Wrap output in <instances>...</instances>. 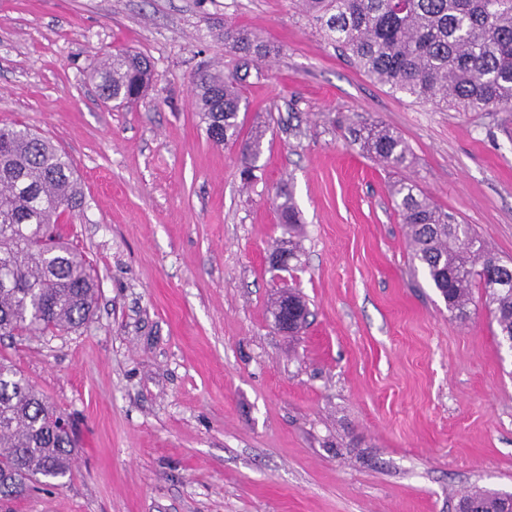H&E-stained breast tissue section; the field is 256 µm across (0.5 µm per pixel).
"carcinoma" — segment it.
Instances as JSON below:
<instances>
[{
	"mask_svg": "<svg viewBox=\"0 0 512 512\" xmlns=\"http://www.w3.org/2000/svg\"><path fill=\"white\" fill-rule=\"evenodd\" d=\"M308 20L357 68L396 93L460 112H512V0H301ZM224 47L239 57L226 71L197 67L193 92L216 145L240 144L243 179L258 169L266 130L242 141L240 113L248 110L243 84L265 73L259 62L276 52L255 30L224 26ZM92 78L103 101L132 104L145 96L151 67L140 54L108 57ZM370 157L399 168L408 148L389 128H349ZM281 223H301L291 195L282 192ZM414 258L427 271L448 312L464 319L481 289L493 306L500 335H512V274L499 283L501 265L470 225L433 205L408 180L392 187ZM85 204L73 160L22 125L0 128V336H57L86 326L98 285L82 255L57 231ZM289 313L306 323L308 308L296 292L274 302L272 315ZM77 440L72 424L16 368L0 357V498L23 500L41 479L62 481L72 471ZM484 512L508 496L466 492Z\"/></svg>",
	"mask_w": 512,
	"mask_h": 512,
	"instance_id": "cac0c4a2",
	"label": "carcinoma"
}]
</instances>
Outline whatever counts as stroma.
I'll use <instances>...</instances> for the list:
<instances>
[{
    "label": "stroma",
    "instance_id": "1",
    "mask_svg": "<svg viewBox=\"0 0 512 512\" xmlns=\"http://www.w3.org/2000/svg\"><path fill=\"white\" fill-rule=\"evenodd\" d=\"M228 24L280 48L244 89L243 134L267 129L248 185L191 88L200 59L233 67ZM125 49L153 69L132 109L90 80ZM363 123L406 143L405 167L350 141ZM13 124L74 160L85 206L61 230L98 283L85 328L0 340L78 440L65 486L14 512H455L464 491L512 494V349L483 301L450 315L391 196L414 182L512 263V114L392 92L299 0H0ZM288 288L310 310L296 336L269 314Z\"/></svg>",
    "mask_w": 512,
    "mask_h": 512
}]
</instances>
